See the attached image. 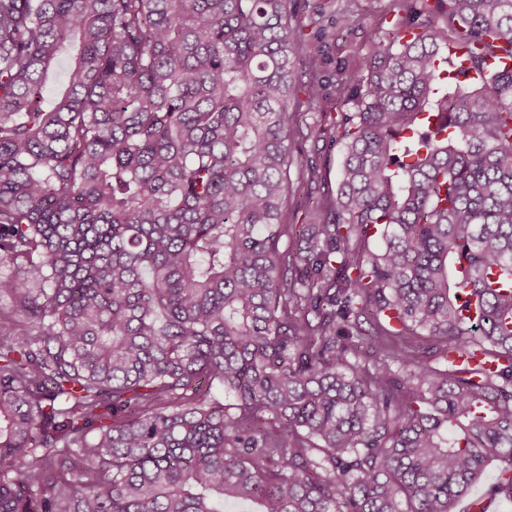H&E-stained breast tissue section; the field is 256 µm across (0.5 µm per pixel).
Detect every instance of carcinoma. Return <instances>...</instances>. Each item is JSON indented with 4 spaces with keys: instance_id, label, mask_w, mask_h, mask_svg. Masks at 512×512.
Segmentation results:
<instances>
[{
    "instance_id": "cac0c4a2",
    "label": "carcinoma",
    "mask_w": 512,
    "mask_h": 512,
    "mask_svg": "<svg viewBox=\"0 0 512 512\" xmlns=\"http://www.w3.org/2000/svg\"><path fill=\"white\" fill-rule=\"evenodd\" d=\"M435 2L337 84L294 253L288 0H0L33 326L0 340V512H456L493 461L512 501V0Z\"/></svg>"
}]
</instances>
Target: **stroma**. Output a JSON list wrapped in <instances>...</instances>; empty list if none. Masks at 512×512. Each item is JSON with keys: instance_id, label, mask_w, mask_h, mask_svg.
<instances>
[{"instance_id": "1", "label": "stroma", "mask_w": 512, "mask_h": 512, "mask_svg": "<svg viewBox=\"0 0 512 512\" xmlns=\"http://www.w3.org/2000/svg\"><path fill=\"white\" fill-rule=\"evenodd\" d=\"M410 9H399L395 0H289L288 22L306 35L303 47L294 53L302 79L317 76L322 86L321 107H307L304 90L288 102L296 124L307 127L306 136L290 143L288 206L284 221L311 224L314 209L335 194L343 160V147L331 138V126L340 113L353 111V104L336 96L341 72L351 70L370 56L375 45L409 19L440 26L443 18L423 9L422 0H410ZM317 180H309V168Z\"/></svg>"}]
</instances>
